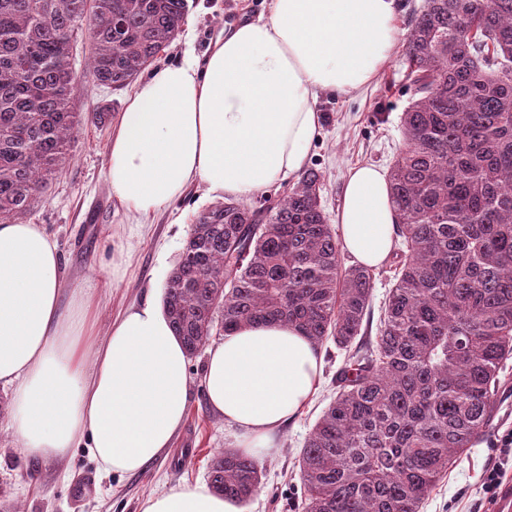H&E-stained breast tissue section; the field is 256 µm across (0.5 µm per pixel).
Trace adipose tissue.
I'll return each mask as SVG.
<instances>
[{"mask_svg":"<svg viewBox=\"0 0 512 512\" xmlns=\"http://www.w3.org/2000/svg\"><path fill=\"white\" fill-rule=\"evenodd\" d=\"M398 0H271L267 15L225 28L205 57L141 79L112 124L110 197L133 219L166 210L192 183L212 198L247 199L296 179L328 93L368 87L401 36ZM343 248L385 265L399 214L385 172L351 170L337 215ZM94 303L65 284L41 225L0 224V386L17 392L22 452L62 459L86 444L106 472L134 474L169 448L188 408L187 355L161 302L126 308L97 337ZM318 349L295 327H245L214 342L206 403L236 451L270 454L315 392ZM140 512H242L208 484L147 496Z\"/></svg>","mask_w":512,"mask_h":512,"instance_id":"adipose-tissue-1","label":"adipose tissue"}]
</instances>
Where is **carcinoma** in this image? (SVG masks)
<instances>
[{
  "instance_id": "obj_1",
  "label": "carcinoma",
  "mask_w": 512,
  "mask_h": 512,
  "mask_svg": "<svg viewBox=\"0 0 512 512\" xmlns=\"http://www.w3.org/2000/svg\"><path fill=\"white\" fill-rule=\"evenodd\" d=\"M187 11L188 0H0V224L62 172L79 34L95 46L86 77L123 89ZM404 57L411 101L388 175L394 283L375 340L347 356L301 449L303 512H420L495 417L512 356V0H425ZM323 186L309 168L274 204L228 201L197 218L164 294L187 355L220 329L274 320L318 349L362 335L375 273L341 265ZM261 472L222 450L208 477L243 507Z\"/></svg>"
}]
</instances>
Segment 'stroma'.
<instances>
[{
    "label": "stroma",
    "instance_id": "1",
    "mask_svg": "<svg viewBox=\"0 0 512 512\" xmlns=\"http://www.w3.org/2000/svg\"><path fill=\"white\" fill-rule=\"evenodd\" d=\"M269 0H189V11L177 38L154 61V68L181 60L185 52L203 55L224 26L255 19L268 11ZM90 36L78 38L73 68L81 82L74 109L89 114L124 111L131 88L114 90L85 80L91 54ZM410 100L402 48L389 65L359 93L319 98L320 128L312 141L308 164L323 172L322 205L336 218L348 172L360 165L389 168L403 148L400 118ZM110 126L87 122L71 141L62 173L25 217L39 224L58 244L68 277L82 278L98 304L97 330L106 333L123 309L148 294L162 295L198 216L213 206L201 187L190 186L167 211L142 228L131 227L116 207L105 179ZM118 263L110 272V263ZM324 369L317 390L297 419L277 438V449L263 457L261 491L243 512H299L298 457L316 420L336 396V375L346 351L326 342ZM207 358L199 351L188 359V417L171 448L138 474L104 472L88 449L76 448L63 459L25 457L11 428L10 415L0 416V512L20 506L22 512H140L142 500L176 485L206 480L213 455L229 448L223 419L207 407L202 375ZM492 449L482 439L439 482L420 512H475L479 480Z\"/></svg>",
    "mask_w": 512,
    "mask_h": 512
}]
</instances>
